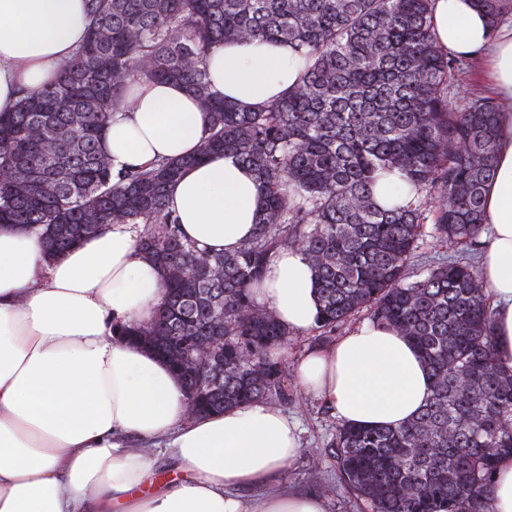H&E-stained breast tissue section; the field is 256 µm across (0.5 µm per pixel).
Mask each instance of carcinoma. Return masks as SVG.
I'll list each match as a JSON object with an SVG mask.
<instances>
[{
  "label": "carcinoma",
  "instance_id": "cac0c4a2",
  "mask_svg": "<svg viewBox=\"0 0 512 512\" xmlns=\"http://www.w3.org/2000/svg\"><path fill=\"white\" fill-rule=\"evenodd\" d=\"M512 0H477L498 27ZM87 35L55 82L24 89L0 112V226L39 230L55 257L107 224H141V252L165 296L150 324L118 336H183L224 355V375L177 373L200 412L286 398L290 334L256 288L279 249L296 247L315 278L318 327L367 308L406 336L432 378L419 414L397 428L342 425L334 458L371 512H490L498 459L512 455V371L494 353L493 320L472 261L446 257L406 270L428 236L469 253L484 230L499 103L449 90L468 62L432 35L433 0H86ZM288 45L299 84L250 106L212 89L210 50L226 41ZM183 86L208 117L200 150L116 167L105 148L114 111L139 81ZM214 152L253 169L264 196L254 237L232 253L201 251L168 207L183 169ZM399 172L410 192L380 207L372 186Z\"/></svg>",
  "mask_w": 512,
  "mask_h": 512
}]
</instances>
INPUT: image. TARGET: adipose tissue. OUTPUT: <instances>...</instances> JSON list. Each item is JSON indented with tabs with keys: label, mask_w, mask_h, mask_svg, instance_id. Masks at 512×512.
<instances>
[{
	"label": "adipose tissue",
	"mask_w": 512,
	"mask_h": 512,
	"mask_svg": "<svg viewBox=\"0 0 512 512\" xmlns=\"http://www.w3.org/2000/svg\"><path fill=\"white\" fill-rule=\"evenodd\" d=\"M433 18L444 52L485 57L502 106L480 274L497 359L512 369V25L491 27L475 0H434ZM86 30L84 0H0V112L14 109L21 89L55 81ZM207 68L226 100L261 105L298 83L303 62L282 44L235 41L213 48ZM207 127L182 86L140 82L105 145L115 165L139 166L196 153ZM261 203L256 174L224 153L183 170L169 192L184 236L213 252L236 251L252 236ZM138 239L135 225L111 224L50 259L36 232L0 226V512H325L320 498L280 488L302 451L298 424L281 408L252 402L190 414L168 365L114 336L116 325L147 321L164 299L161 272ZM257 300L292 331L314 327L306 255L281 249ZM294 376L341 423L367 428L406 424L431 394L412 342L369 321L307 353ZM127 434L146 447H124ZM156 440L183 480L156 479ZM244 488L264 494L244 498Z\"/></svg>",
	"instance_id": "adipose-tissue-1"
}]
</instances>
